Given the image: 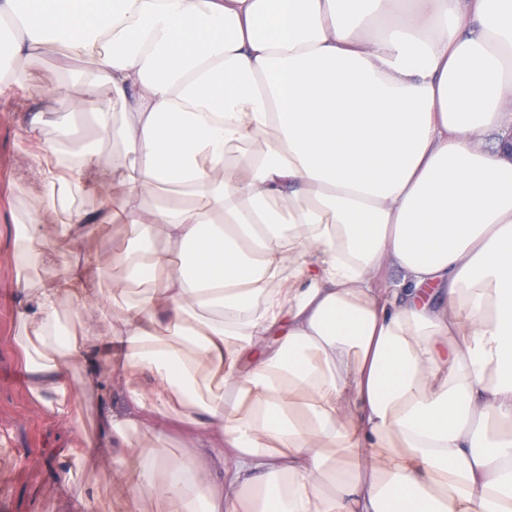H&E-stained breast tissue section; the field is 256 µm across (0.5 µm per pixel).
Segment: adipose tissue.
<instances>
[{"label": "adipose tissue", "instance_id": "ef3b65f1", "mask_svg": "<svg viewBox=\"0 0 512 512\" xmlns=\"http://www.w3.org/2000/svg\"><path fill=\"white\" fill-rule=\"evenodd\" d=\"M14 21L13 58L89 60L122 106L92 115L121 149L37 171L69 244L71 200L123 187L97 217L132 227L99 258L126 277L78 334L84 268L23 283L19 342L65 416L69 365L113 349L106 478L166 512H512V0H0ZM173 406L188 470L129 435Z\"/></svg>", "mask_w": 512, "mask_h": 512}]
</instances>
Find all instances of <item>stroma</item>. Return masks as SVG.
Wrapping results in <instances>:
<instances>
[{
	"mask_svg": "<svg viewBox=\"0 0 512 512\" xmlns=\"http://www.w3.org/2000/svg\"><path fill=\"white\" fill-rule=\"evenodd\" d=\"M21 68L20 82L0 84V512H164L163 503L150 492L130 505L100 478L104 463L99 451L109 447L112 438L101 418L123 405L121 392L110 382L108 364L99 359L73 368L72 415L60 418L32 396L18 357V338L23 334L18 313L28 298L19 285L15 234L42 208L29 176V154L38 140L56 137L50 125L40 126L34 140L27 131L37 114L63 117L75 106L89 111L108 101L104 93L96 100L86 99L81 86L69 84L71 73L90 71L86 60L34 57L22 60ZM95 371L108 381L104 390L82 384ZM130 436L139 450L158 449L173 464L186 467L193 461L181 433L159 439L139 429ZM80 438L91 441L93 453L62 465L61 449Z\"/></svg>",
	"mask_w": 512,
	"mask_h": 512,
	"instance_id": "1",
	"label": "stroma"
}]
</instances>
